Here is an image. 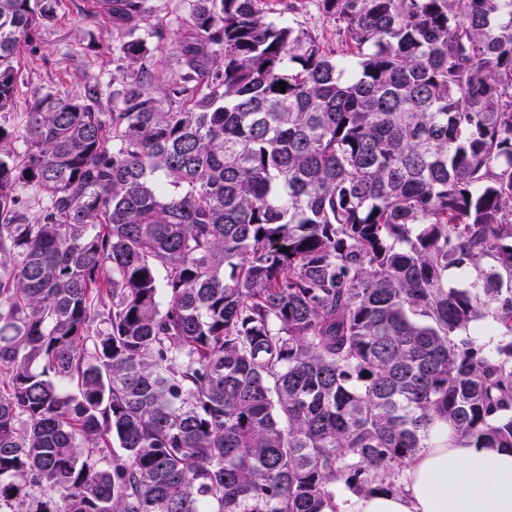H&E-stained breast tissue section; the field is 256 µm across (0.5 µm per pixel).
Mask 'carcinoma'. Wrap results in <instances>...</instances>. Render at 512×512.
Here are the masks:
<instances>
[{"instance_id":"cac0c4a2","label":"carcinoma","mask_w":512,"mask_h":512,"mask_svg":"<svg viewBox=\"0 0 512 512\" xmlns=\"http://www.w3.org/2000/svg\"><path fill=\"white\" fill-rule=\"evenodd\" d=\"M314 2L344 53L185 0L163 79L96 0L112 104L0 123V512H340L512 448V0ZM58 4L0 0V119Z\"/></svg>"}]
</instances>
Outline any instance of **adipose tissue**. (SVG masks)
<instances>
[{
  "mask_svg": "<svg viewBox=\"0 0 512 512\" xmlns=\"http://www.w3.org/2000/svg\"><path fill=\"white\" fill-rule=\"evenodd\" d=\"M341 512H512V448L423 449L396 490L351 497Z\"/></svg>",
  "mask_w": 512,
  "mask_h": 512,
  "instance_id": "ef3b65f1",
  "label": "adipose tissue"
}]
</instances>
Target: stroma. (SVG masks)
<instances>
[{"label": "stroma", "instance_id": "35a3bbf8", "mask_svg": "<svg viewBox=\"0 0 512 512\" xmlns=\"http://www.w3.org/2000/svg\"><path fill=\"white\" fill-rule=\"evenodd\" d=\"M149 5L145 27L163 30L166 38L153 44L148 60L163 74L176 73L177 46L171 35L188 26L186 4L184 0H150ZM272 7L324 38L336 51H343L333 20L319 12L313 0H274ZM121 41L94 0H60L55 18L40 27L34 47L24 48L21 54L25 84L9 116L10 125H18L21 113L38 93L72 95L94 79L109 80L115 72L113 59Z\"/></svg>", "mask_w": 512, "mask_h": 512}]
</instances>
